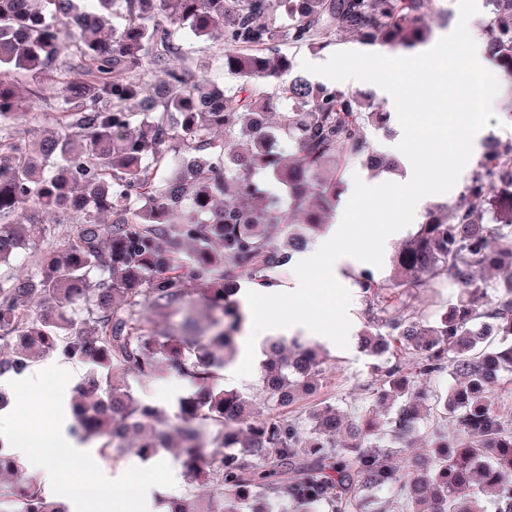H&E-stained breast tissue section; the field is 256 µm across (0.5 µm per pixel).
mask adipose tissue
Segmentation results:
<instances>
[{
    "instance_id": "1",
    "label": "adipose tissue",
    "mask_w": 512,
    "mask_h": 512,
    "mask_svg": "<svg viewBox=\"0 0 512 512\" xmlns=\"http://www.w3.org/2000/svg\"><path fill=\"white\" fill-rule=\"evenodd\" d=\"M478 18L477 5H466L458 13L449 36L435 46L405 51L404 76L391 74L381 81L379 91L395 131L388 147L403 163L401 186L396 188L360 176L345 182L343 204L337 209L333 224L295 258L287 289L257 288L244 297L251 327H266L274 320L294 329L304 327L306 309L316 300L315 288L340 286L348 268L365 258L357 225L371 204L388 203L381 234L390 240L406 230L398 223L397 214L420 206L416 188L421 182L430 181L432 192L441 196L459 185L485 134L471 110L468 77L484 82L482 103L487 109L495 111L502 104L501 90L486 79L490 62L476 25ZM458 51L467 57L468 72L464 75L446 61L448 54ZM421 86L429 87L437 98L447 101L446 109H431L434 127L430 130L415 125L409 116L411 101ZM47 407L49 418L40 438L6 433L0 435V446L12 456L27 459L43 488L53 491L63 467L95 472L99 466L87 443L69 434L67 406L59 392H52ZM150 467L146 461L140 465L139 476L127 473L104 481L99 493L87 485L71 487L64 492L62 501L68 512H91L95 506L105 512H154L160 486L149 476Z\"/></svg>"
}]
</instances>
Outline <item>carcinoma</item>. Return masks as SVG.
<instances>
[{
    "label": "carcinoma",
    "mask_w": 512,
    "mask_h": 512,
    "mask_svg": "<svg viewBox=\"0 0 512 512\" xmlns=\"http://www.w3.org/2000/svg\"><path fill=\"white\" fill-rule=\"evenodd\" d=\"M0 0V266L42 233L35 213L77 219L35 260L24 281L0 279V376L20 374L57 350L90 362L71 411L85 440L121 456L169 447L173 428L187 483L223 499V512H264L283 499L293 512H512V418L499 391L512 376V137L493 138L463 191L464 203L431 210L392 256L393 276L369 269L355 283L372 305L397 315L362 334L381 356H416L414 378L448 372L459 383L429 391L395 366L377 394L397 403L385 429L333 405L302 419L264 413L220 384L238 350L246 313L237 280L292 262L325 224L343 187L327 164L349 153L372 169L391 166L369 150V127L388 113L360 91L312 83L283 46L323 50L342 33L392 50L431 40L433 0ZM478 27L486 54L512 78V0H487ZM222 46L236 90L173 68L178 33ZM31 84L29 96L19 88ZM54 93L59 130L16 137ZM292 152L282 155L283 136ZM182 170L165 175L171 152ZM195 244L194 266L180 255ZM209 277L208 294L184 288L187 269ZM451 277L459 298L431 322L407 313L409 297ZM261 392L276 410L321 376L317 346L296 337L267 344ZM203 386L180 401L177 423L112 380V369L147 381L159 358ZM348 429L351 443L336 447ZM210 448L222 457L202 460ZM3 512H66L27 479Z\"/></svg>",
    "instance_id": "obj_1"
}]
</instances>
